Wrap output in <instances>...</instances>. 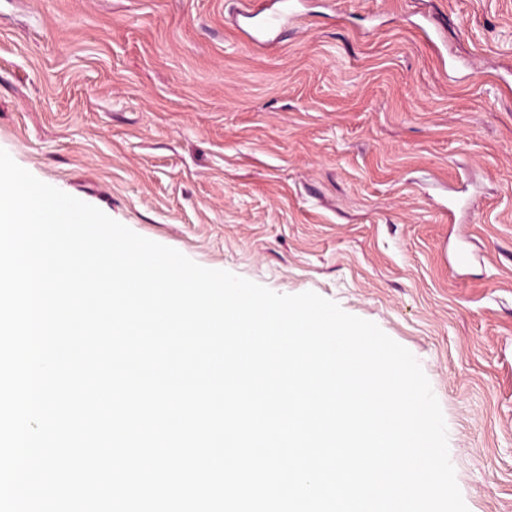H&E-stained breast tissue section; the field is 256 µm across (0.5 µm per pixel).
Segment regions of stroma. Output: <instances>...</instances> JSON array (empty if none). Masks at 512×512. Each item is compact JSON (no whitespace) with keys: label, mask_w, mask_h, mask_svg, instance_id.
I'll return each mask as SVG.
<instances>
[{"label":"stroma","mask_w":512,"mask_h":512,"mask_svg":"<svg viewBox=\"0 0 512 512\" xmlns=\"http://www.w3.org/2000/svg\"><path fill=\"white\" fill-rule=\"evenodd\" d=\"M0 0V149L419 361L469 512H512V0ZM471 259L459 263L457 254Z\"/></svg>","instance_id":"1"}]
</instances>
